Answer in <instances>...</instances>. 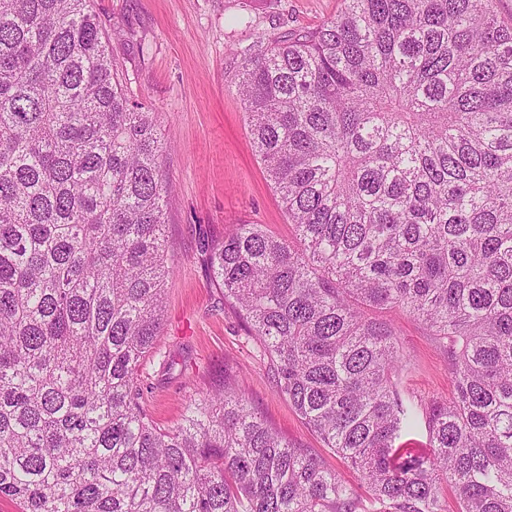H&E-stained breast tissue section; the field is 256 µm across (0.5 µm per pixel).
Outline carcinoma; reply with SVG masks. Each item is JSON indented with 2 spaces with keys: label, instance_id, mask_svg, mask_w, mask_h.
Returning <instances> with one entry per match:
<instances>
[{
  "label": "carcinoma",
  "instance_id": "carcinoma-1",
  "mask_svg": "<svg viewBox=\"0 0 512 512\" xmlns=\"http://www.w3.org/2000/svg\"><path fill=\"white\" fill-rule=\"evenodd\" d=\"M491 0H343L261 32L235 74L296 244L209 246L276 392L362 476L294 446L242 386L181 422L141 401L173 274L155 113L88 0H0V499L18 512H512V24ZM397 310L448 355L411 402ZM424 423L425 456L404 437Z\"/></svg>",
  "mask_w": 512,
  "mask_h": 512
}]
</instances>
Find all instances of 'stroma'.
<instances>
[{
	"label": "stroma",
	"mask_w": 512,
	"mask_h": 512,
	"mask_svg": "<svg viewBox=\"0 0 512 512\" xmlns=\"http://www.w3.org/2000/svg\"><path fill=\"white\" fill-rule=\"evenodd\" d=\"M341 6L342 0H91L129 95L155 112L169 144L162 168L172 184L166 236L175 273L156 349L140 367L145 407L172 426L197 392L240 380L271 427L361 493L359 472L325 448L276 393L267 355L212 283L203 249L240 224L294 238L251 144L232 46L247 45L259 32L311 30ZM382 316L396 325L409 358L405 394L422 401L451 397L448 359L435 337L408 316L387 310Z\"/></svg>",
	"instance_id": "obj_1"
}]
</instances>
